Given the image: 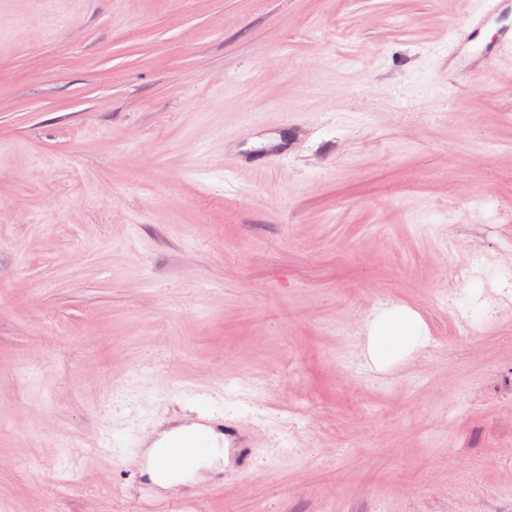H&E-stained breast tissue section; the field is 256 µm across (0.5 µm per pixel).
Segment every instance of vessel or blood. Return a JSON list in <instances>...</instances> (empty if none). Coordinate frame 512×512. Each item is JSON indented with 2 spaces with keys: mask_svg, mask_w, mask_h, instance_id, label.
<instances>
[{
  "mask_svg": "<svg viewBox=\"0 0 512 512\" xmlns=\"http://www.w3.org/2000/svg\"><path fill=\"white\" fill-rule=\"evenodd\" d=\"M512 15V0H479L478 16L473 24L458 31L448 41V63L458 65L465 47L475 46V59H512V25L506 19ZM498 21L497 35L486 39L483 29ZM285 145L246 157L229 153L225 161L230 169H240L244 162L258 166L285 153ZM236 421L222 417H202L187 421L165 433L138 432L136 452L140 466L135 474L137 483L160 502H168L175 489H196L195 473L204 468L216 472H248L255 464L252 444L240 438Z\"/></svg>",
  "mask_w": 512,
  "mask_h": 512,
  "instance_id": "vessel-or-blood-1",
  "label": "vessel or blood"
}]
</instances>
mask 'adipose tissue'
Returning <instances> with one entry per match:
<instances>
[{
  "mask_svg": "<svg viewBox=\"0 0 512 512\" xmlns=\"http://www.w3.org/2000/svg\"><path fill=\"white\" fill-rule=\"evenodd\" d=\"M420 317L413 311L402 309H375L367 324L364 358L376 371H388L391 360L384 354L385 347L402 348L404 356H411L427 344Z\"/></svg>",
  "mask_w": 512,
  "mask_h": 512,
  "instance_id": "1",
  "label": "adipose tissue"
}]
</instances>
